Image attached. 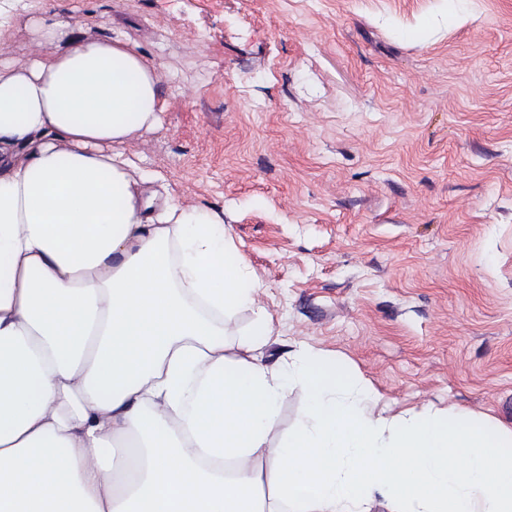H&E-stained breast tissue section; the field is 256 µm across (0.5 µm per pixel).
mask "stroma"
Returning <instances> with one entry per match:
<instances>
[{
    "label": "stroma",
    "instance_id": "stroma-1",
    "mask_svg": "<svg viewBox=\"0 0 512 512\" xmlns=\"http://www.w3.org/2000/svg\"><path fill=\"white\" fill-rule=\"evenodd\" d=\"M160 65L123 151L220 213L270 367L299 348L387 415L512 432V0H54ZM4 57L40 50L16 12ZM293 386L269 435L303 420Z\"/></svg>",
    "mask_w": 512,
    "mask_h": 512
}]
</instances>
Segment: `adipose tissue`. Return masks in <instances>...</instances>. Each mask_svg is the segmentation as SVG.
<instances>
[{
  "instance_id": "1",
  "label": "adipose tissue",
  "mask_w": 512,
  "mask_h": 512,
  "mask_svg": "<svg viewBox=\"0 0 512 512\" xmlns=\"http://www.w3.org/2000/svg\"><path fill=\"white\" fill-rule=\"evenodd\" d=\"M24 7L42 50L0 60V512H512V454L476 423L386 417L309 349L225 356V317L253 310L249 351L272 328L220 215L121 149L158 122V63ZM297 384L303 422L269 447Z\"/></svg>"
}]
</instances>
